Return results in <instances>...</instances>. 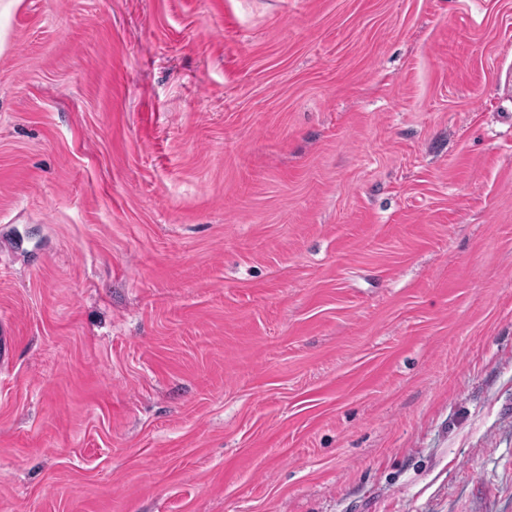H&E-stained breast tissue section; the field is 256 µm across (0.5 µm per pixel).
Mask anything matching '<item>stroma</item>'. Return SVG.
I'll use <instances>...</instances> for the list:
<instances>
[{"mask_svg": "<svg viewBox=\"0 0 512 512\" xmlns=\"http://www.w3.org/2000/svg\"><path fill=\"white\" fill-rule=\"evenodd\" d=\"M0 512H512V0H0Z\"/></svg>", "mask_w": 512, "mask_h": 512, "instance_id": "stroma-1", "label": "stroma"}]
</instances>
